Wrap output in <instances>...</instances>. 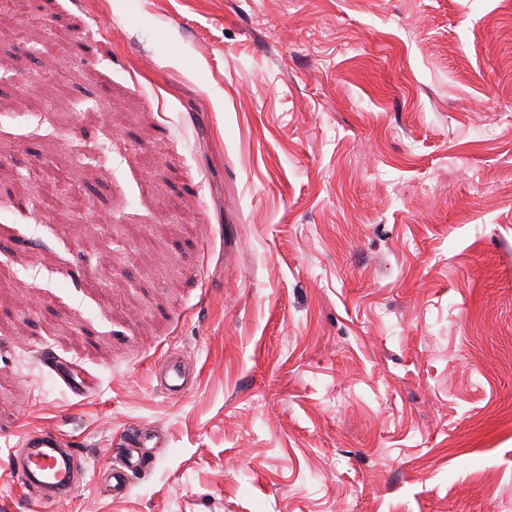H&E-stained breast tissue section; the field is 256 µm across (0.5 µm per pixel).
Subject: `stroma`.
<instances>
[{
  "label": "stroma",
  "instance_id": "stroma-1",
  "mask_svg": "<svg viewBox=\"0 0 512 512\" xmlns=\"http://www.w3.org/2000/svg\"><path fill=\"white\" fill-rule=\"evenodd\" d=\"M49 429L42 512H512V0H0V512ZM44 364L58 377L76 397L87 395L90 384L86 378L82 377L74 368L71 362L59 359L53 353H45L43 357ZM161 382L164 390L170 396H180L188 389V379L180 360L168 358L161 370ZM155 437L152 431L145 428L132 429L125 434L118 452L120 463L111 465L104 473L112 497L124 496L128 491L131 473L146 467L147 457L143 448H148V443ZM22 446L25 451L12 456L11 468L26 491L27 501L47 504L68 500L76 489L74 472L80 450L63 448L61 434L52 430L27 436Z\"/></svg>",
  "mask_w": 512,
  "mask_h": 512
}]
</instances>
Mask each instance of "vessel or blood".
I'll use <instances>...</instances> for the list:
<instances>
[{"label":"vessel or blood","mask_w":512,"mask_h":512,"mask_svg":"<svg viewBox=\"0 0 512 512\" xmlns=\"http://www.w3.org/2000/svg\"><path fill=\"white\" fill-rule=\"evenodd\" d=\"M43 361L74 396H86L90 384L72 363L50 352L45 353ZM161 382L168 395L179 396L187 391L188 380L180 360H165ZM153 439V432L145 428L125 434L118 452L119 463L111 465L105 473L113 497L124 496L131 473L146 467L144 450ZM23 446V454L12 456L11 468L14 478L26 492L27 501L45 504L68 500L76 489L74 472L80 458L79 449L64 447L61 434L52 430L27 436Z\"/></svg>","instance_id":"obj_1"}]
</instances>
